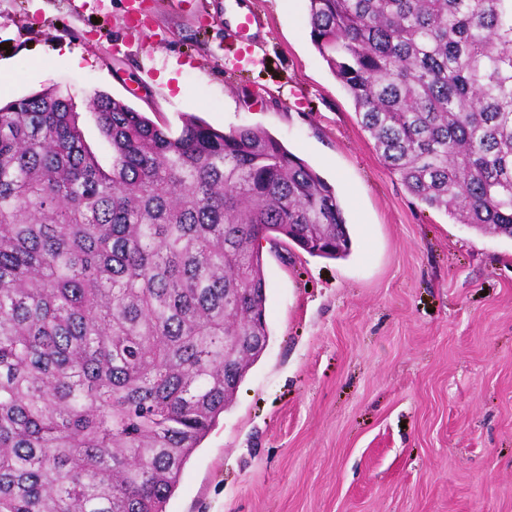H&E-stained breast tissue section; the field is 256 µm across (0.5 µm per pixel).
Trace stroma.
I'll return each instance as SVG.
<instances>
[{
  "label": "stroma",
  "mask_w": 512,
  "mask_h": 512,
  "mask_svg": "<svg viewBox=\"0 0 512 512\" xmlns=\"http://www.w3.org/2000/svg\"><path fill=\"white\" fill-rule=\"evenodd\" d=\"M0 0V104L124 99L270 132L336 191L346 257L260 240L268 343L165 512H512V239L455 223L383 164L310 38L309 0ZM81 54V64L69 52Z\"/></svg>",
  "instance_id": "stroma-1"
}]
</instances>
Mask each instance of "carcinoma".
Segmentation results:
<instances>
[{"mask_svg":"<svg viewBox=\"0 0 512 512\" xmlns=\"http://www.w3.org/2000/svg\"><path fill=\"white\" fill-rule=\"evenodd\" d=\"M384 165L512 238V0H309ZM0 105V512H165L269 338L257 241L336 258L334 188L259 127L180 132L121 99Z\"/></svg>","mask_w":512,"mask_h":512,"instance_id":"cac0c4a2","label":"carcinoma"}]
</instances>
